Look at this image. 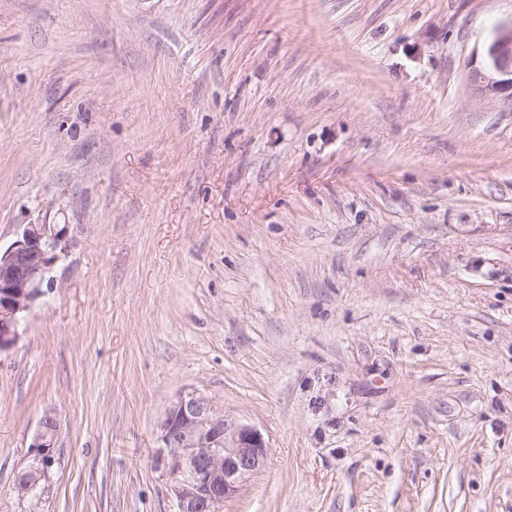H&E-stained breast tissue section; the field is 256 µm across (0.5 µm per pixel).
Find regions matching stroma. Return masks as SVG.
<instances>
[{
	"label": "stroma",
	"mask_w": 512,
	"mask_h": 512,
	"mask_svg": "<svg viewBox=\"0 0 512 512\" xmlns=\"http://www.w3.org/2000/svg\"><path fill=\"white\" fill-rule=\"evenodd\" d=\"M512 0H0V512H177L184 391L254 426L222 512H512ZM50 489L14 490L44 410ZM465 84L472 97L512 112V17L469 58ZM57 226L26 224L9 247L0 246V352L18 340L21 320L42 295L65 248V236Z\"/></svg>",
	"instance_id": "1"
}]
</instances>
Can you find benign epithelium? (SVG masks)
Segmentation results:
<instances>
[{"mask_svg": "<svg viewBox=\"0 0 512 512\" xmlns=\"http://www.w3.org/2000/svg\"><path fill=\"white\" fill-rule=\"evenodd\" d=\"M465 84L472 97L512 112V19L498 24L492 38L471 55ZM64 241L55 224H26L16 241L0 249V352L18 340L21 320L42 295ZM60 429L56 413L45 410L16 480L20 496L48 490ZM160 440L158 465L171 482L178 512H220L268 453L257 428L227 419L194 391L181 393L169 408Z\"/></svg>", "mask_w": 512, "mask_h": 512, "instance_id": "1", "label": "benign epithelium"}]
</instances>
